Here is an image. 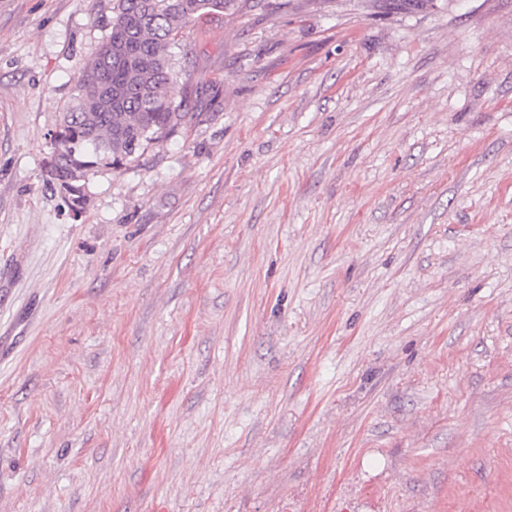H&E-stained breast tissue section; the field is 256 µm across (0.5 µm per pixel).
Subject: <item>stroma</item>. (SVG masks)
<instances>
[{"mask_svg":"<svg viewBox=\"0 0 512 512\" xmlns=\"http://www.w3.org/2000/svg\"><path fill=\"white\" fill-rule=\"evenodd\" d=\"M112 6L0 0V512H512V0L188 27L76 214Z\"/></svg>","mask_w":512,"mask_h":512,"instance_id":"35a3bbf8","label":"stroma"}]
</instances>
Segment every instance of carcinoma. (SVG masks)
I'll use <instances>...</instances> for the list:
<instances>
[{
  "label": "carcinoma",
  "instance_id": "carcinoma-1",
  "mask_svg": "<svg viewBox=\"0 0 512 512\" xmlns=\"http://www.w3.org/2000/svg\"><path fill=\"white\" fill-rule=\"evenodd\" d=\"M240 0H114L111 31L78 73L77 95L63 113L51 154L55 176L70 191L74 179L140 158L147 146L183 127L192 115L170 97L168 49L191 23L236 10ZM112 85V98L85 103L87 80Z\"/></svg>",
  "mask_w": 512,
  "mask_h": 512
}]
</instances>
